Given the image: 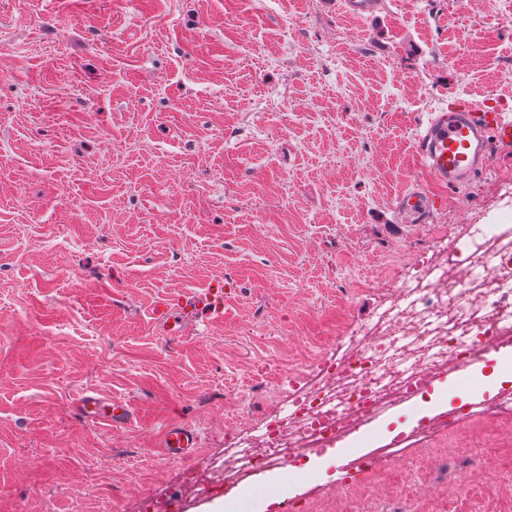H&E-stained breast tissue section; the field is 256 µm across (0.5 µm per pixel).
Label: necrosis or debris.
<instances>
[{
	"instance_id": "necrosis-or-debris-1",
	"label": "necrosis or debris",
	"mask_w": 512,
	"mask_h": 512,
	"mask_svg": "<svg viewBox=\"0 0 512 512\" xmlns=\"http://www.w3.org/2000/svg\"><path fill=\"white\" fill-rule=\"evenodd\" d=\"M397 294L381 297L372 323L355 329V349L289 372L286 408L251 437L225 442L224 475L202 487L218 495L260 471L294 474L300 457L359 432L372 418L424 394L449 372L468 370L512 346V240L441 251L432 245ZM512 416V392L495 396L484 414L461 405L430 427L437 441L461 425Z\"/></svg>"
}]
</instances>
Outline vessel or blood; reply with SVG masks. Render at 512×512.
Wrapping results in <instances>:
<instances>
[{"mask_svg": "<svg viewBox=\"0 0 512 512\" xmlns=\"http://www.w3.org/2000/svg\"><path fill=\"white\" fill-rule=\"evenodd\" d=\"M512 146V119L496 109L479 108L466 101L451 103L436 113L419 137L418 157L422 169L437 183L455 188L486 170L491 145ZM224 312V298L218 287L189 291L178 298L160 299L150 315L165 335L178 336L186 320ZM77 411L83 418L109 427L130 422L131 410L120 400L99 397L88 391L78 398ZM197 447L194 432L177 422L167 425L162 436L164 455L172 459L191 458Z\"/></svg>", "mask_w": 512, "mask_h": 512, "instance_id": "1", "label": "vessel or blood"}]
</instances>
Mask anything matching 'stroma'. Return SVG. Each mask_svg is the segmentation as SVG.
Instances as JSON below:
<instances>
[{"mask_svg": "<svg viewBox=\"0 0 512 512\" xmlns=\"http://www.w3.org/2000/svg\"><path fill=\"white\" fill-rule=\"evenodd\" d=\"M0 0V512H140L185 493L184 467L281 405L282 370L339 356L388 286L440 237L491 235L512 211V147L456 189L415 162L455 101L512 117V0ZM416 191L429 213L402 212ZM223 283L222 318L183 336L155 301ZM457 374L342 440L389 455L402 494L354 491L334 460L256 474L235 512H512V418L448 453L394 446L458 406ZM128 401L131 424L75 413ZM198 436L166 460L165 425ZM77 411L83 418L109 427L126 425L132 416L125 402L99 397L93 391L81 394L77 400Z\"/></svg>", "mask_w": 512, "mask_h": 512, "instance_id": "1", "label": "stroma"}]
</instances>
